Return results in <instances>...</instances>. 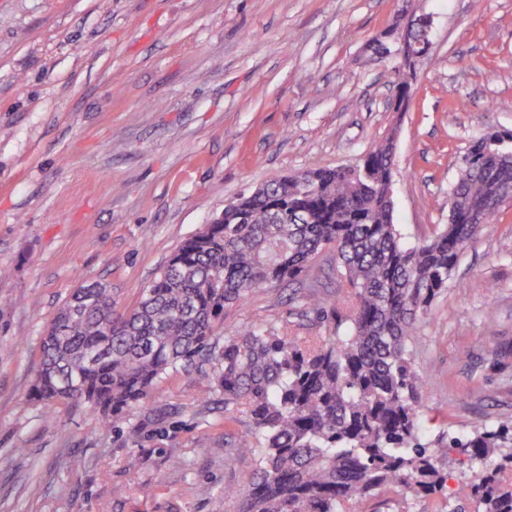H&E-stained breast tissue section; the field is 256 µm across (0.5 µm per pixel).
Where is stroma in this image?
Wrapping results in <instances>:
<instances>
[{
	"label": "stroma",
	"instance_id": "1",
	"mask_svg": "<svg viewBox=\"0 0 512 512\" xmlns=\"http://www.w3.org/2000/svg\"><path fill=\"white\" fill-rule=\"evenodd\" d=\"M433 18L406 111L368 42L403 10ZM512 132V0H0V512H237L252 432L210 391L209 367L171 373L118 427L29 392L41 340L82 284L133 308L189 235L237 195L348 166L395 136V222L408 242L448 221L458 157ZM303 283L224 310L284 336H323ZM421 431L512 420V207L470 246L418 327ZM139 460L128 468L129 456ZM387 488L364 512H447Z\"/></svg>",
	"mask_w": 512,
	"mask_h": 512
}]
</instances>
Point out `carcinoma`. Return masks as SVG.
I'll list each match as a JSON object with an SVG mask.
<instances>
[{"label": "carcinoma", "instance_id": "1", "mask_svg": "<svg viewBox=\"0 0 512 512\" xmlns=\"http://www.w3.org/2000/svg\"><path fill=\"white\" fill-rule=\"evenodd\" d=\"M400 103L412 83L394 66ZM512 133L487 132L459 157L448 189V223L410 245L394 224V147L372 146L356 164L274 178L224 207V223L188 236L117 313L112 288L83 286L59 308L42 340L30 398L55 415L74 403L116 426L163 376L198 362L213 389L250 419L236 451L258 454L238 512H358L383 486L416 495L448 491L440 466L498 460L452 495L474 512H512V421L423 439L425 377L413 367L418 324L448 287L465 250L502 207L470 223L466 207L512 182ZM329 253L348 289L343 311L304 296L328 335L281 336L261 320L217 336L224 308L258 288L302 279Z\"/></svg>", "mask_w": 512, "mask_h": 512}]
</instances>
